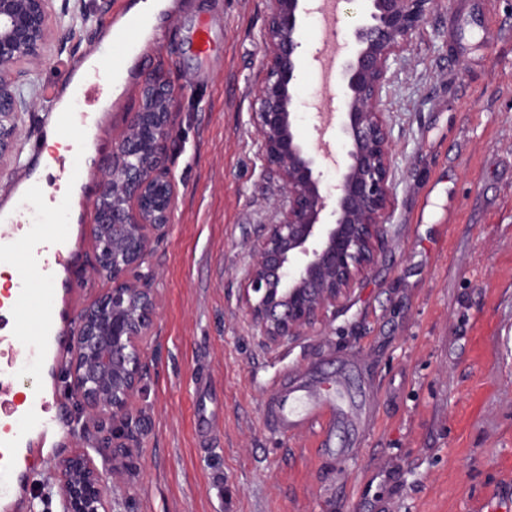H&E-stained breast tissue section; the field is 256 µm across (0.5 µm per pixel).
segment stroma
<instances>
[{"mask_svg": "<svg viewBox=\"0 0 512 512\" xmlns=\"http://www.w3.org/2000/svg\"><path fill=\"white\" fill-rule=\"evenodd\" d=\"M138 0H53L73 31L54 34L41 64L23 66L35 100L12 156L0 160V203L33 154L47 113ZM158 16L122 94L104 113L94 172L141 103L145 73L176 97L165 165L172 220L147 266L160 299L133 416L147 425L112 512H512V0H435L391 57L379 110L390 134L388 236L375 267L323 322L279 347L264 344L241 297L249 246L278 223L283 198L264 167L253 114L265 75L272 0H181ZM364 4L345 0L334 34L304 16L299 130L339 107L314 58L345 40ZM211 47L197 56L200 25ZM67 298L82 310L108 286L94 270L93 210L71 242ZM341 373L351 418L332 432L284 435L266 404L284 381ZM64 432L48 444L33 512H60L57 462L93 450L110 421L86 420L63 362H47Z\"/></svg>", "mask_w": 512, "mask_h": 512, "instance_id": "1", "label": "stroma"}]
</instances>
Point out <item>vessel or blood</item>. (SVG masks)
I'll use <instances>...</instances> for the list:
<instances>
[{"mask_svg":"<svg viewBox=\"0 0 512 512\" xmlns=\"http://www.w3.org/2000/svg\"><path fill=\"white\" fill-rule=\"evenodd\" d=\"M94 120L74 97L70 110L44 125V133L82 148V129ZM38 160H31L17 187L16 204L0 208V263L15 266L18 279L9 301L0 300V512H18L21 497L31 489L32 478L17 469L18 457H36L34 438L50 432L55 420L47 410L42 387L28 398L11 399L12 382L21 369L40 368L51 351L43 339L69 315L56 305L54 286L65 266L62 245L68 234L64 215L53 214L37 188ZM42 222L40 233L29 224ZM26 325L31 341L24 355L15 352L18 325ZM269 424L277 432H299L322 420L339 421L347 416L345 387L341 378L311 379L282 387L272 399Z\"/></svg>","mask_w":512,"mask_h":512,"instance_id":"1","label":"vessel or blood"}]
</instances>
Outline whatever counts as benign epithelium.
Wrapping results in <instances>:
<instances>
[{
	"mask_svg": "<svg viewBox=\"0 0 512 512\" xmlns=\"http://www.w3.org/2000/svg\"><path fill=\"white\" fill-rule=\"evenodd\" d=\"M51 3L0 0V159L14 151L20 116L32 106L16 66L41 60L52 36ZM432 5L433 0H371L354 27L352 53L338 72L337 137L344 162L336 183L327 187L321 170L327 154L312 150L297 133L300 18L310 8L305 0H273L254 122L267 171L282 179L288 209L251 246L242 298L269 344L313 328L376 262L390 197L389 132L378 112L383 81L390 58ZM174 93L164 75L144 77L143 105L98 179L95 269L110 287L80 313L67 372L84 413L112 419V435L96 447L110 460L111 472L100 470L87 451L59 460L61 512H111L109 483H117L128 467L131 405L141 392L143 347L159 310L152 274L142 267L171 222L175 195L165 170Z\"/></svg>",
	"mask_w": 512,
	"mask_h": 512,
	"instance_id": "benign-epithelium-1",
	"label": "benign epithelium"
}]
</instances>
